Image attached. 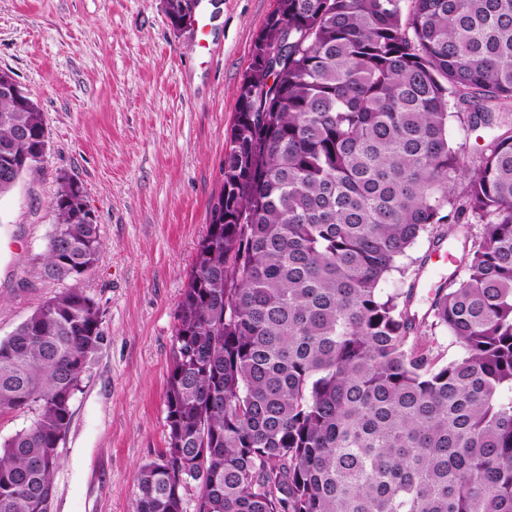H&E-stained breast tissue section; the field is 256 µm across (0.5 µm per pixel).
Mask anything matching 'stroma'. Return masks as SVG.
I'll use <instances>...</instances> for the list:
<instances>
[{"label": "stroma", "instance_id": "35a3bbf8", "mask_svg": "<svg viewBox=\"0 0 512 512\" xmlns=\"http://www.w3.org/2000/svg\"><path fill=\"white\" fill-rule=\"evenodd\" d=\"M206 32L163 0H0V69L43 112L40 170L0 197V338L64 289L40 276L60 176L82 185L103 242L81 282L104 340L72 402L53 512H132L140 467L166 446L178 304L224 182L236 90L275 0H211ZM406 276L425 312L453 267L421 237Z\"/></svg>", "mask_w": 512, "mask_h": 512}]
</instances>
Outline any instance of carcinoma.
Listing matches in <instances>:
<instances>
[{"label":"carcinoma","instance_id":"carcinoma-1","mask_svg":"<svg viewBox=\"0 0 512 512\" xmlns=\"http://www.w3.org/2000/svg\"><path fill=\"white\" fill-rule=\"evenodd\" d=\"M251 57L133 512H512V0H276ZM46 148L37 101L0 93V197ZM52 207L41 273L75 285L0 339V416L30 415L0 512H51L103 341L83 187ZM424 234L461 252L420 315L380 283Z\"/></svg>","mask_w":512,"mask_h":512}]
</instances>
